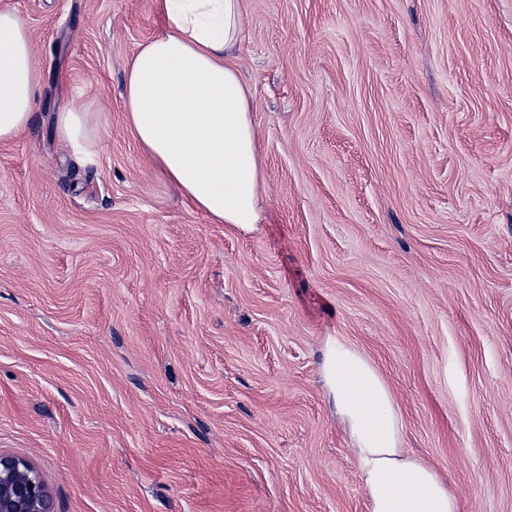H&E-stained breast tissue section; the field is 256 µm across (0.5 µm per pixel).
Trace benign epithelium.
<instances>
[{
  "mask_svg": "<svg viewBox=\"0 0 512 512\" xmlns=\"http://www.w3.org/2000/svg\"><path fill=\"white\" fill-rule=\"evenodd\" d=\"M0 512H53L51 493L32 462L2 451Z\"/></svg>",
  "mask_w": 512,
  "mask_h": 512,
  "instance_id": "7a95c632",
  "label": "benign epithelium"
}]
</instances>
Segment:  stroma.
Here are the masks:
<instances>
[{
	"label": "stroma",
	"mask_w": 512,
	"mask_h": 512,
	"mask_svg": "<svg viewBox=\"0 0 512 512\" xmlns=\"http://www.w3.org/2000/svg\"><path fill=\"white\" fill-rule=\"evenodd\" d=\"M43 73L0 144V450L54 512H368L328 339L389 384L462 512H512V0H244L266 219L145 164L156 0H0ZM96 103L101 149L53 114Z\"/></svg>",
	"instance_id": "stroma-1"
}]
</instances>
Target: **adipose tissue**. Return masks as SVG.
Wrapping results in <instances>:
<instances>
[{
    "instance_id": "adipose-tissue-1",
    "label": "adipose tissue",
    "mask_w": 512,
    "mask_h": 512,
    "mask_svg": "<svg viewBox=\"0 0 512 512\" xmlns=\"http://www.w3.org/2000/svg\"><path fill=\"white\" fill-rule=\"evenodd\" d=\"M166 31L129 61L124 120L150 167L171 182L210 223L254 229L264 219L263 158L250 86L237 63L245 33L243 0H161ZM42 74L31 34L0 10V144L30 125ZM92 107L55 116L58 137L96 153ZM325 386L368 496L369 512H462V501L431 463L403 448L404 421L372 362L332 338Z\"/></svg>"
}]
</instances>
